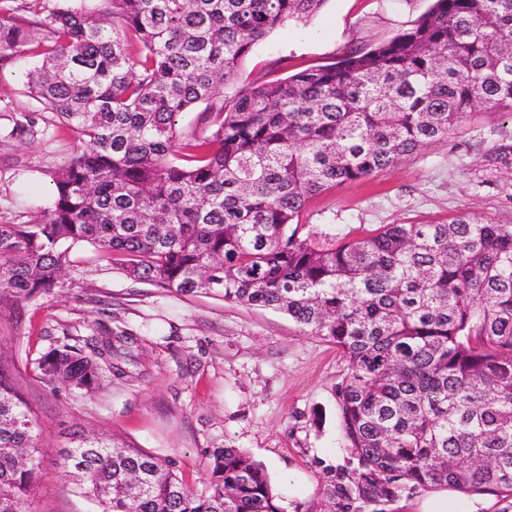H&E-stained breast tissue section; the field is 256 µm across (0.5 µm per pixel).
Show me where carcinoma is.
<instances>
[{"label":"carcinoma","mask_w":512,"mask_h":512,"mask_svg":"<svg viewBox=\"0 0 512 512\" xmlns=\"http://www.w3.org/2000/svg\"><path fill=\"white\" fill-rule=\"evenodd\" d=\"M326 0H0V60L43 31L28 96L85 142L48 207L0 224V303L58 287L93 245L131 280L283 312L336 345L348 453L325 464L331 512L448 487L512 497V224L467 214L299 235L306 203L448 138L482 103L512 115V0H434L413 27L337 62L224 95L254 45ZM42 13L36 22L20 12ZM198 105L200 132L175 118ZM17 119L10 136L33 138ZM107 336L53 346L45 381L124 379ZM35 422L0 364V512H23ZM63 472L101 512H283L264 466L216 448L209 489L170 462L87 436Z\"/></svg>","instance_id":"1"}]
</instances>
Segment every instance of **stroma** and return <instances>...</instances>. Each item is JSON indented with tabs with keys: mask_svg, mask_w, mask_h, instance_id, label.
I'll return each mask as SVG.
<instances>
[{
	"mask_svg": "<svg viewBox=\"0 0 512 512\" xmlns=\"http://www.w3.org/2000/svg\"><path fill=\"white\" fill-rule=\"evenodd\" d=\"M432 0H325L305 21L275 29L243 60L241 82L284 78L339 60L346 52L410 28ZM0 61V223L44 207L50 174L82 146L25 90L38 61ZM34 112L40 133L9 138L16 118ZM512 146V117L475 107L447 139L375 176L313 197L307 233L355 238L382 224L440 222L473 214L512 224V165L493 162ZM60 288L0 306V360L14 367L36 420L42 450L25 512H96L57 465V451L80 433L126 442L172 460L196 492L208 487L213 449L246 451L262 463L285 512H329L319 460L343 462L336 385L346 369L335 345L304 332L288 315L205 294L166 293L127 278L90 244L73 246ZM133 338L121 364L125 380L104 376L79 394L39 378L32 362L67 338L92 336L97 323Z\"/></svg>",
	"mask_w": 512,
	"mask_h": 512,
	"instance_id": "obj_1",
	"label": "stroma"
}]
</instances>
